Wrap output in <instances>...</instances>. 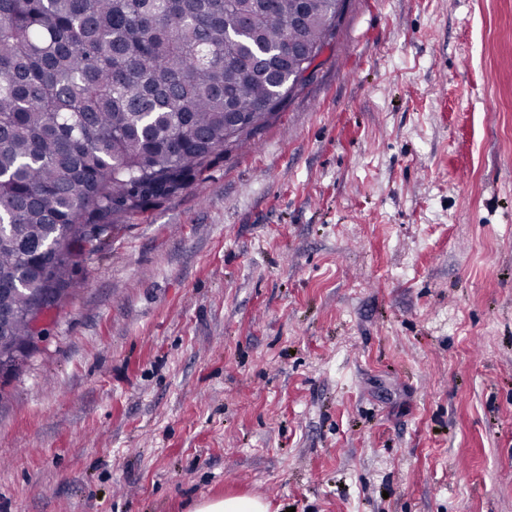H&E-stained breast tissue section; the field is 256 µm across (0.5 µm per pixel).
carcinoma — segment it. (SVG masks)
Here are the masks:
<instances>
[{"instance_id": "1", "label": "carcinoma", "mask_w": 512, "mask_h": 512, "mask_svg": "<svg viewBox=\"0 0 512 512\" xmlns=\"http://www.w3.org/2000/svg\"><path fill=\"white\" fill-rule=\"evenodd\" d=\"M0 0V351L16 364L41 300L74 291L87 234L176 193L290 96V44L334 38L336 0ZM239 12L238 30L224 13Z\"/></svg>"}]
</instances>
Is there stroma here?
Instances as JSON below:
<instances>
[{
	"mask_svg": "<svg viewBox=\"0 0 512 512\" xmlns=\"http://www.w3.org/2000/svg\"><path fill=\"white\" fill-rule=\"evenodd\" d=\"M0 370V512H512V0H345ZM268 505L248 494L201 502L194 512H267Z\"/></svg>",
	"mask_w": 512,
	"mask_h": 512,
	"instance_id": "stroma-1",
	"label": "stroma"
}]
</instances>
